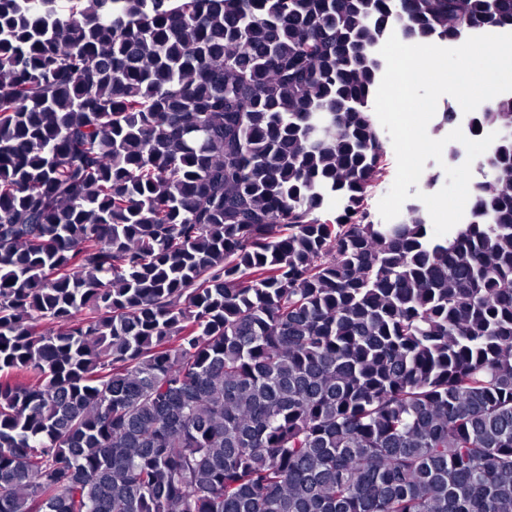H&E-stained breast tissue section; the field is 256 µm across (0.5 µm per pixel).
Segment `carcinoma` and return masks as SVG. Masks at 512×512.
I'll return each instance as SVG.
<instances>
[{"instance_id": "1", "label": "carcinoma", "mask_w": 512, "mask_h": 512, "mask_svg": "<svg viewBox=\"0 0 512 512\" xmlns=\"http://www.w3.org/2000/svg\"><path fill=\"white\" fill-rule=\"evenodd\" d=\"M504 28L0 0V512H512V98L466 223L364 205L379 40Z\"/></svg>"}]
</instances>
